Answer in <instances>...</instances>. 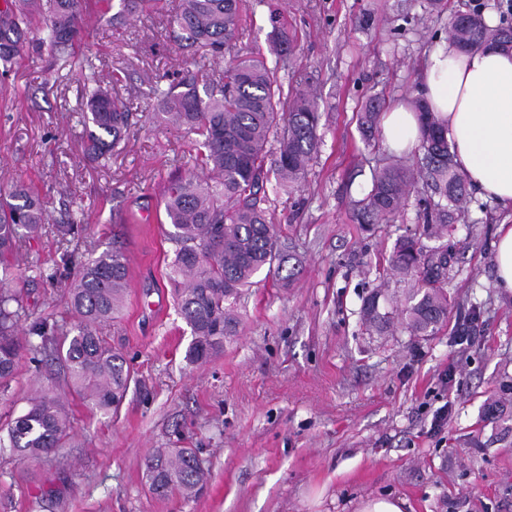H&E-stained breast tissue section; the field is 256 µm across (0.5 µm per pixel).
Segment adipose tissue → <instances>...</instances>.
Instances as JSON below:
<instances>
[{"label":"adipose tissue","instance_id":"ef3b65f1","mask_svg":"<svg viewBox=\"0 0 512 512\" xmlns=\"http://www.w3.org/2000/svg\"><path fill=\"white\" fill-rule=\"evenodd\" d=\"M420 91L447 128L457 169L480 194L512 211V53L494 46L463 52L445 43L428 55ZM381 137L399 154L417 148L412 108L399 103L385 112Z\"/></svg>","mask_w":512,"mask_h":512}]
</instances>
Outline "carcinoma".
Instances as JSON below:
<instances>
[{
  "label": "carcinoma",
  "mask_w": 512,
  "mask_h": 512,
  "mask_svg": "<svg viewBox=\"0 0 512 512\" xmlns=\"http://www.w3.org/2000/svg\"><path fill=\"white\" fill-rule=\"evenodd\" d=\"M112 24L154 13L166 18L168 38L187 53L196 70L178 69L166 87L156 85L162 122L183 130L193 146V170L163 187L161 203L172 237L179 244L169 267L176 286L178 314L193 336L187 358L204 363L239 334L240 305L260 274H280L288 255L278 247L273 216L262 207L270 176L279 188L302 184L318 146L320 120L316 99L301 89L284 88L277 69L252 54L229 55L224 71L198 88L206 63L222 58L241 35L242 0H116ZM87 0H3L0 7V66L3 72L29 56L49 70L80 74L85 155L107 163L131 133L127 103L112 97L89 56L71 53L81 38ZM448 41L461 50L495 44L512 50V25L490 26L479 13H455ZM274 51L291 53L295 37L282 24L271 35ZM421 125L423 156L417 168L395 159L373 170L371 187L359 201L361 224L394 221L417 177L423 176L426 228L442 235L468 215L469 184L453 164L446 128L421 97L411 99ZM381 105L369 100L359 113L363 133H381ZM50 223L42 199L21 181L0 188V390L15 378L23 351L51 352L66 369L71 388L97 410L119 407L130 383L124 356L112 350L100 327L120 311L128 283V263L114 248L96 257L64 258L73 269L69 306L77 319L71 328L40 317L7 288L19 267L23 244ZM448 246L425 249L415 236L397 240L391 258L394 274L413 282L399 314L405 328L429 336L448 319ZM381 291L367 297L362 316L372 327L389 323L380 312ZM31 320L23 342L22 322ZM70 417L58 396L44 390L28 409L9 420L0 447L31 461L56 454L69 434ZM149 490L189 500L205 485L207 472L192 448L147 457Z\"/></svg>",
  "instance_id": "obj_1"
}]
</instances>
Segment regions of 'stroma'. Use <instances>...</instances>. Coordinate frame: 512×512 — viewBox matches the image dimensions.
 <instances>
[{"mask_svg": "<svg viewBox=\"0 0 512 512\" xmlns=\"http://www.w3.org/2000/svg\"><path fill=\"white\" fill-rule=\"evenodd\" d=\"M471 9V0H448L441 14L427 0H244L243 52L277 66L272 13L295 32L278 74L316 94L319 145L302 185L267 202L300 264L297 279L287 288L278 276L260 279L239 336L200 365L185 358L192 336L166 275L176 244L160 191L191 145L151 107L148 77L182 57L164 21L113 27L93 12L75 46L134 93L130 138L104 167L82 150L80 77L57 76L36 58L12 66L0 98V183L33 186L55 216L71 194L91 218L70 241L49 231L26 243L14 286L36 315L72 326L63 253L120 248L131 287L101 332L131 381L118 410L105 413L70 394L58 365L23 353L0 391V436L48 388L63 395L71 428L52 460L0 452V512H355L377 496L401 498L404 512H512V432L482 419L492 397L512 415V296L496 285L493 248L512 214L476 195L471 223L453 225L452 303L435 334L411 335L396 315L379 332L361 314L377 289L397 298L408 289L389 265L399 237L422 235L429 249L438 241L423 236L414 196L394 223H358L371 172L390 158L362 135L358 114L370 98L389 105L418 94L451 13ZM160 448L197 450L210 471L199 497L149 490L144 460Z\"/></svg>", "mask_w": 512, "mask_h": 512, "instance_id": "stroma-1", "label": "stroma"}]
</instances>
